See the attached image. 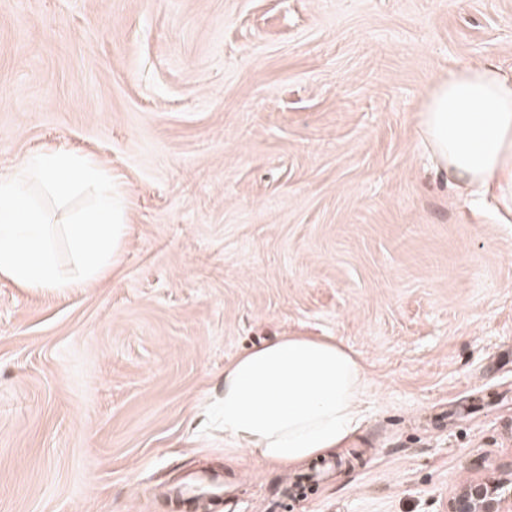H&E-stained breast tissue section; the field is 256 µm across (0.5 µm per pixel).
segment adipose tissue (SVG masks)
<instances>
[{
  "label": "adipose tissue",
  "instance_id": "adipose-tissue-1",
  "mask_svg": "<svg viewBox=\"0 0 512 512\" xmlns=\"http://www.w3.org/2000/svg\"><path fill=\"white\" fill-rule=\"evenodd\" d=\"M419 127L440 168L512 213V76L467 65L435 83ZM366 371L333 338L284 335L224 367V444L294 468L348 445L361 423Z\"/></svg>",
  "mask_w": 512,
  "mask_h": 512
}]
</instances>
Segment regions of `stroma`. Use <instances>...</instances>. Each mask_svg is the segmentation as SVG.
<instances>
[{
	"instance_id": "35a3bbf8",
	"label": "stroma",
	"mask_w": 512,
	"mask_h": 512,
	"mask_svg": "<svg viewBox=\"0 0 512 512\" xmlns=\"http://www.w3.org/2000/svg\"><path fill=\"white\" fill-rule=\"evenodd\" d=\"M512 74V0H0V175L111 173L120 266L0 279V512H448L512 479V216L448 181L419 113ZM332 336L368 382L340 469L224 460V366ZM168 492L180 496V498H195L209 495L218 499L224 495V479L208 476L183 484L182 486L173 487Z\"/></svg>"
}]
</instances>
